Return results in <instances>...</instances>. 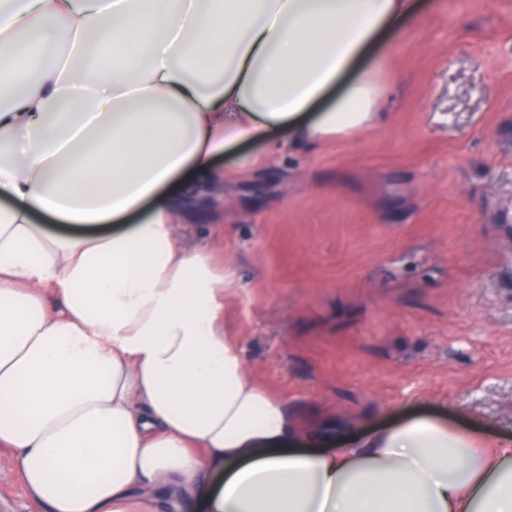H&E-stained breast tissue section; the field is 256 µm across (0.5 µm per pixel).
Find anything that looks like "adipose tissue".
I'll return each mask as SVG.
<instances>
[{
	"label": "adipose tissue",
	"mask_w": 512,
	"mask_h": 512,
	"mask_svg": "<svg viewBox=\"0 0 512 512\" xmlns=\"http://www.w3.org/2000/svg\"><path fill=\"white\" fill-rule=\"evenodd\" d=\"M415 8L0 0V447L49 512H512L507 437L417 417L304 448L174 234L169 187L226 149L375 122L366 53Z\"/></svg>",
	"instance_id": "obj_1"
}]
</instances>
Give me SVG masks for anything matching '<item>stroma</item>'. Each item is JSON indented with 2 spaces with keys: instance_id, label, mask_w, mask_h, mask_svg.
Instances as JSON below:
<instances>
[{
  "instance_id": "obj_1",
  "label": "stroma",
  "mask_w": 512,
  "mask_h": 512,
  "mask_svg": "<svg viewBox=\"0 0 512 512\" xmlns=\"http://www.w3.org/2000/svg\"><path fill=\"white\" fill-rule=\"evenodd\" d=\"M423 2L379 121L226 152L223 208L177 229L224 266L251 378L328 444L415 416L512 436V0ZM0 512H47L1 447Z\"/></svg>"
}]
</instances>
